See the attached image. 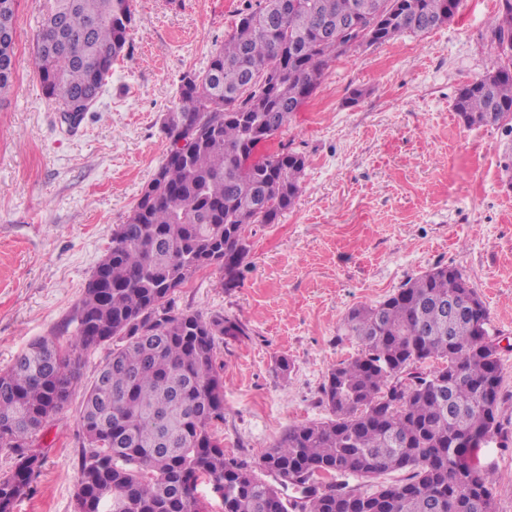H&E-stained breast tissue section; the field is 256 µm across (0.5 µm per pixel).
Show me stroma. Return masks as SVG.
I'll list each match as a JSON object with an SVG mask.
<instances>
[{"label":"stroma","mask_w":512,"mask_h":512,"mask_svg":"<svg viewBox=\"0 0 512 512\" xmlns=\"http://www.w3.org/2000/svg\"><path fill=\"white\" fill-rule=\"evenodd\" d=\"M48 6L20 0L16 75L0 95V371L33 339L74 340L85 284L167 154L162 125L181 78L206 68L246 0H133L124 57L76 126L30 63ZM498 9L499 0H460L453 20L428 34L330 63L275 139L306 158L294 206L252 225L233 285L212 266L176 291L178 309L243 330L217 353L226 453L258 463L288 427L327 419L324 378L359 352L338 333L347 311L453 266L480 295L500 346V432L473 463L494 475L495 512H512V138L465 127L453 109L459 89L498 57L489 29ZM357 89L363 98L348 105ZM109 352H83L67 405L35 443L41 473L14 512H74L81 401Z\"/></svg>","instance_id":"35a3bbf8"}]
</instances>
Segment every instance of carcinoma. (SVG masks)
Instances as JSON below:
<instances>
[{"instance_id":"1","label":"carcinoma","mask_w":512,"mask_h":512,"mask_svg":"<svg viewBox=\"0 0 512 512\" xmlns=\"http://www.w3.org/2000/svg\"><path fill=\"white\" fill-rule=\"evenodd\" d=\"M375 18L345 31L358 6ZM459 0H258L201 73L182 78L178 116L163 130L164 163L142 191L88 279L66 347L38 339L0 373V512L30 495L43 456L33 446L67 404L82 352L108 343L86 389L75 512H494L495 480L469 457L498 434L502 376L489 316L456 268L437 266L377 305L351 308L341 330L358 354L322 385L330 417L288 428L258 467L224 454V377L216 350L241 329L224 317L176 311L175 291L219 266L236 281L248 228L273 224L301 191L305 156L279 149L252 162L320 85L329 62L402 33L450 21ZM18 0H0V93L14 81ZM132 0H52L32 65L64 110L98 96L124 52ZM503 61L460 89L454 110L467 127L512 136V0L491 19ZM465 303L451 312L448 299ZM271 477L266 481L257 471ZM396 482L361 492L336 475Z\"/></svg>"}]
</instances>
